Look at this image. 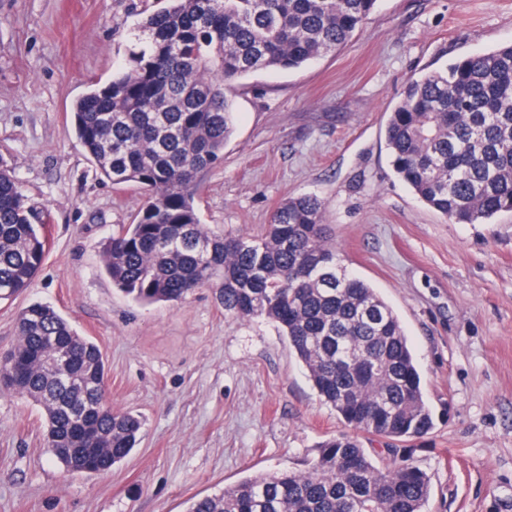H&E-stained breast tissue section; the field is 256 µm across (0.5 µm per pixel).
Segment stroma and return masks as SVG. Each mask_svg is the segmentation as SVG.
<instances>
[{"mask_svg": "<svg viewBox=\"0 0 512 512\" xmlns=\"http://www.w3.org/2000/svg\"><path fill=\"white\" fill-rule=\"evenodd\" d=\"M153 0H0V166L49 216L29 290L100 347L114 408L143 421L111 472L72 474L45 448L42 410L0 393V512H186L256 473L297 468L344 431L270 322L225 313L210 288L140 305L113 287L102 245L146 197L96 177L71 122L90 85L125 66ZM512 41V0H379L336 53L267 70L229 93L235 129L196 200L212 231L260 233L316 195L346 266L399 316L436 427L410 441L425 512H512V213L455 224L394 174L385 126L410 77Z\"/></svg>", "mask_w": 512, "mask_h": 512, "instance_id": "obj_1", "label": "stroma"}]
</instances>
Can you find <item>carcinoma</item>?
Masks as SVG:
<instances>
[{
    "label": "carcinoma",
    "mask_w": 512,
    "mask_h": 512,
    "mask_svg": "<svg viewBox=\"0 0 512 512\" xmlns=\"http://www.w3.org/2000/svg\"><path fill=\"white\" fill-rule=\"evenodd\" d=\"M377 0H156L135 24L129 64L74 106L95 175L143 188L145 205L110 235L103 269L132 300L178 303L209 286L224 312L263 318L288 337L319 397L348 431L302 469L248 477L187 512H422L429 479L410 450L387 444L377 465L355 433L405 441L434 428L405 330L383 297L348 270L315 196L290 197L257 235H216L195 206L198 176L224 157L235 112L224 87L261 70H291L336 52ZM396 176L456 224L512 212V42L410 79L386 126ZM49 249L43 212L0 167V300L28 290ZM0 382L39 406L51 459L103 474L138 445L142 421L112 408L99 347L51 305L17 315ZM67 349L73 382L43 367Z\"/></svg>",
    "instance_id": "carcinoma-1"
}]
</instances>
